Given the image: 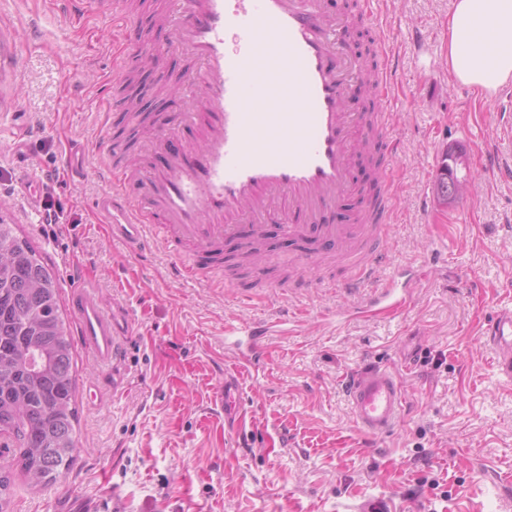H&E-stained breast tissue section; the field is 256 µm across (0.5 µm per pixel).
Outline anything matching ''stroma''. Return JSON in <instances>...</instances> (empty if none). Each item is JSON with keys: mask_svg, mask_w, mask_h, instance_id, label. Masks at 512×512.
<instances>
[{"mask_svg": "<svg viewBox=\"0 0 512 512\" xmlns=\"http://www.w3.org/2000/svg\"><path fill=\"white\" fill-rule=\"evenodd\" d=\"M145 0L134 26L153 51L131 65L146 78L138 110L164 111L180 124L173 90L193 62L156 22ZM451 0H371L372 22L358 37L391 72L392 175L396 222L389 264L407 267L410 302L400 316L338 318L363 304L333 288H297L296 279H343L336 256L307 267L291 242L275 237L268 275L235 287L175 278L163 244L131 258L112 241L92 203L107 182L103 151L119 114L102 98L124 49L111 21L65 13L56 0H0V23L22 43L5 92L16 115L0 127H29L31 167L22 171L0 141V221L16 225L52 268L60 297L85 275L130 326L112 365L75 348L77 437L72 468L53 485L29 488L12 450L8 512H512V383L498 374L482 328L512 308V181L491 178L488 162L512 164V136L490 132L496 98L459 85L448 95ZM87 156L84 177L45 183L69 221L48 226L20 199L23 178L62 168L69 142ZM473 167L463 208L439 205L434 180L448 148ZM255 296L241 306L242 294ZM265 323L259 370L237 368L224 330ZM378 361L400 371L404 407L394 430L366 439L355 428L347 374ZM239 383L238 427L225 429L214 391L225 371Z\"/></svg>", "mask_w": 512, "mask_h": 512, "instance_id": "obj_1", "label": "stroma"}]
</instances>
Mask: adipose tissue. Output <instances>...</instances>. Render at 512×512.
<instances>
[{
  "mask_svg": "<svg viewBox=\"0 0 512 512\" xmlns=\"http://www.w3.org/2000/svg\"><path fill=\"white\" fill-rule=\"evenodd\" d=\"M448 78L488 94L512 80V0H453Z\"/></svg>",
  "mask_w": 512,
  "mask_h": 512,
  "instance_id": "ef3b65f1",
  "label": "adipose tissue"
}]
</instances>
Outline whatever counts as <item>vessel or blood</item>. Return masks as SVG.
<instances>
[{"label":"vessel or blood","mask_w":512,"mask_h":512,"mask_svg":"<svg viewBox=\"0 0 512 512\" xmlns=\"http://www.w3.org/2000/svg\"><path fill=\"white\" fill-rule=\"evenodd\" d=\"M65 10L95 12L122 27L133 18L124 0H61ZM368 5L357 18L329 12L325 0H167L164 21L171 43L193 59L185 80L190 105L185 123L199 130L197 144L169 150L170 126L157 113L146 134L151 150L166 161L107 151L110 184L94 204L113 240L138 257L164 243L183 281L217 279L231 285L224 243L249 220L253 239L267 250L265 226L274 222L292 239H310L325 253L355 258L350 277L337 281L346 295L372 288L368 308L398 311L409 293L392 284L375 286L388 262L385 240L392 216L390 173L396 147L382 133L384 108L350 112L346 104L366 78L350 39L352 21L369 22ZM369 151L376 183L355 224H324L321 215L355 194L352 178L360 149ZM75 334L100 364L120 352V330L99 291L81 284L70 290ZM483 335L497 352L499 373L512 379V308L496 313ZM360 434L379 437L395 427L403 409L397 373L368 362L344 381Z\"/></svg>","instance_id":"1"}]
</instances>
